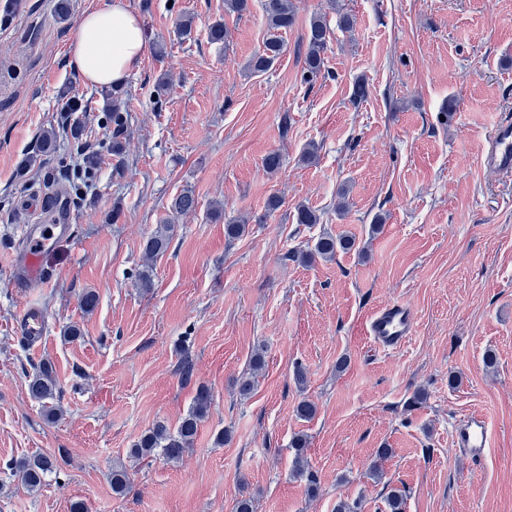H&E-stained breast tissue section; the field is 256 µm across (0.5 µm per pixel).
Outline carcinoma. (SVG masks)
Returning a JSON list of instances; mask_svg holds the SVG:
<instances>
[{
	"instance_id": "1",
	"label": "carcinoma",
	"mask_w": 512,
	"mask_h": 512,
	"mask_svg": "<svg viewBox=\"0 0 512 512\" xmlns=\"http://www.w3.org/2000/svg\"><path fill=\"white\" fill-rule=\"evenodd\" d=\"M264 18L267 27V38L263 43V49L251 60V70L263 72L268 69L283 53L284 41L282 33L292 28L297 15L292 0H263ZM331 32L326 18L322 15H314L307 24L306 42L307 49L304 56L303 80L307 83L317 79L325 73V54L330 48ZM120 90L112 91V148L120 150L122 139L127 130L125 113L121 111ZM197 198L190 190H185L174 197L171 210L176 215H187L196 211ZM280 206V199L270 197L265 212L242 219L240 224L226 225V234L229 237H240L246 231V224L254 222L265 224L271 212ZM173 226L162 224L151 234L143 245L146 259L151 260L164 253L171 241ZM354 246V240L348 236L334 237L324 234L315 242L313 249L300 254V259L314 261L332 259L339 250H350ZM28 392L30 397L45 411L46 416L51 417L55 408L53 401L57 397L58 385L55 369L51 362L44 361L38 365L37 372L29 379ZM212 403L209 389L202 385L198 388L193 405L188 413L181 419L175 430H170L164 424H158L144 433L131 449L132 457L161 458L166 462L180 459L184 452L194 442L200 421L206 416ZM307 440L303 436H297L292 441L295 452L294 468L302 475L305 473V451ZM5 469L10 470L30 489H38L45 478L58 471V459L54 455L39 454L24 459L20 462L9 461Z\"/></svg>"
}]
</instances>
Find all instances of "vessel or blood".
<instances>
[{
  "label": "vessel or blood",
  "mask_w": 512,
  "mask_h": 512,
  "mask_svg": "<svg viewBox=\"0 0 512 512\" xmlns=\"http://www.w3.org/2000/svg\"><path fill=\"white\" fill-rule=\"evenodd\" d=\"M484 161L499 175L512 176V116L501 119L492 129L485 146ZM66 230L62 224H30L23 229L25 247L11 259L12 275L9 286L17 296H25L28 288L47 281L42 264L43 255L54 248ZM414 315L402 303H392L377 309L370 317L367 333L377 350L388 352L404 347L413 334ZM21 332L31 347H39L46 333V322L38 311L27 310ZM487 421L480 412H469L455 426L452 440L464 451L467 459L483 460L490 445Z\"/></svg>",
  "instance_id": "vessel-or-blood-1"
}]
</instances>
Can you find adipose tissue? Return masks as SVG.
<instances>
[{
  "label": "adipose tissue",
  "instance_id": "1",
  "mask_svg": "<svg viewBox=\"0 0 512 512\" xmlns=\"http://www.w3.org/2000/svg\"><path fill=\"white\" fill-rule=\"evenodd\" d=\"M145 46L142 23L127 0H107L82 15L67 62L90 86L103 88L137 68Z\"/></svg>",
  "mask_w": 512,
  "mask_h": 512
}]
</instances>
